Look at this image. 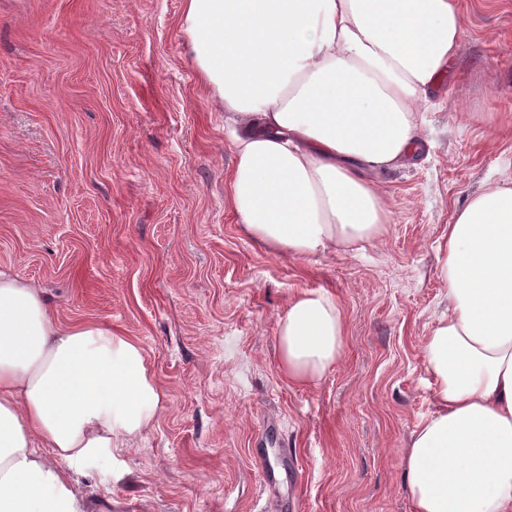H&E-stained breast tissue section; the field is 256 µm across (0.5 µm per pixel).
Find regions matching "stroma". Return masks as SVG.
<instances>
[{
    "instance_id": "1",
    "label": "stroma",
    "mask_w": 512,
    "mask_h": 512,
    "mask_svg": "<svg viewBox=\"0 0 512 512\" xmlns=\"http://www.w3.org/2000/svg\"><path fill=\"white\" fill-rule=\"evenodd\" d=\"M463 3L425 149L381 177L387 233L301 259L241 230L183 0H0V271L60 324L134 340L163 394L130 447L77 467L85 512H411L401 461L433 409L422 347L448 306L438 241L469 197L512 184V0ZM319 290L345 347L298 384L277 321Z\"/></svg>"
}]
</instances>
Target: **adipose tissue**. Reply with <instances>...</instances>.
<instances>
[{
	"label": "adipose tissue",
	"mask_w": 512,
	"mask_h": 512,
	"mask_svg": "<svg viewBox=\"0 0 512 512\" xmlns=\"http://www.w3.org/2000/svg\"><path fill=\"white\" fill-rule=\"evenodd\" d=\"M180 28L233 140L243 232L295 257L360 251L392 213L377 177L423 151L419 112L452 69L462 0H184ZM448 307L423 345L434 408L402 457L412 512H512V186L454 214L438 246ZM280 367L314 383L345 324L327 291L291 298ZM162 393L141 347L59 325L0 273V512H82L70 471L123 448Z\"/></svg>",
	"instance_id": "ef3b65f1"
}]
</instances>
